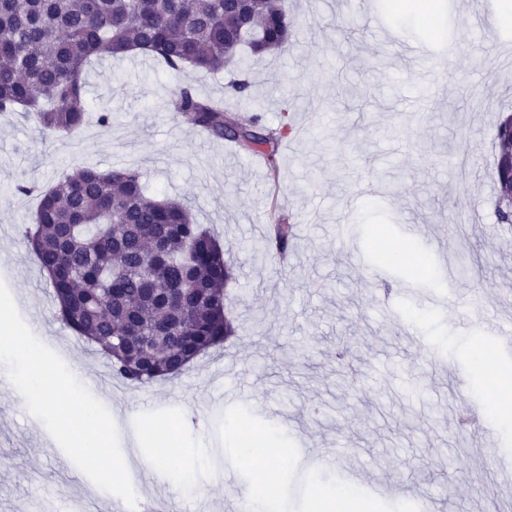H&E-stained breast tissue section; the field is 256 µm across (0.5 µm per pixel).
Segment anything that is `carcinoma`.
<instances>
[{
  "mask_svg": "<svg viewBox=\"0 0 512 512\" xmlns=\"http://www.w3.org/2000/svg\"><path fill=\"white\" fill-rule=\"evenodd\" d=\"M286 0H0V112H25L44 133L88 121L85 68L106 55L151 56L178 74L247 67L293 46ZM170 107L209 136L244 142L269 173L292 131L242 122L224 104L178 86ZM496 214L512 226V114L494 128ZM29 244L48 273L58 318L97 348L130 386L175 377L224 344L231 272L210 232L184 203L157 200L135 166L84 165L41 194Z\"/></svg>",
  "mask_w": 512,
  "mask_h": 512,
  "instance_id": "carcinoma-1",
  "label": "carcinoma"
}]
</instances>
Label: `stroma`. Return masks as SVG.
Returning a JSON list of instances; mask_svg holds the SVG:
<instances>
[{
	"instance_id": "stroma-1",
	"label": "stroma",
	"mask_w": 512,
	"mask_h": 512,
	"mask_svg": "<svg viewBox=\"0 0 512 512\" xmlns=\"http://www.w3.org/2000/svg\"><path fill=\"white\" fill-rule=\"evenodd\" d=\"M505 0H288L299 40L286 55L251 60L249 99L232 98L233 68L170 74L102 57L86 71L93 109L111 112L71 136H42L32 117L0 112V280L35 336L109 412L121 450L153 432L151 461L201 477L212 512H237L225 484L276 472L284 512H312L313 490L347 494L373 512H512V478L484 452L512 455V425L487 415V433L456 436L454 412L493 398L496 370L512 365L499 331L512 324V230L495 217L494 123L512 109V62L500 49L512 25L492 27ZM221 99L268 129L289 120L278 177L239 143L176 120L175 86ZM86 164L133 165L150 195L183 199L224 247L236 282L226 288L237 332L180 376L132 387L57 317L47 275L26 234L41 191ZM34 186L29 195L16 185ZM292 225L287 261L257 257L270 225ZM388 228V249L376 234ZM458 249L454 277L443 244ZM425 265L405 288L414 256ZM422 338L445 363L429 374ZM367 376L342 383L337 347ZM0 364V512H114L15 398ZM266 432L278 450L241 457L236 436ZM176 437L164 455L157 438Z\"/></svg>"
}]
</instances>
